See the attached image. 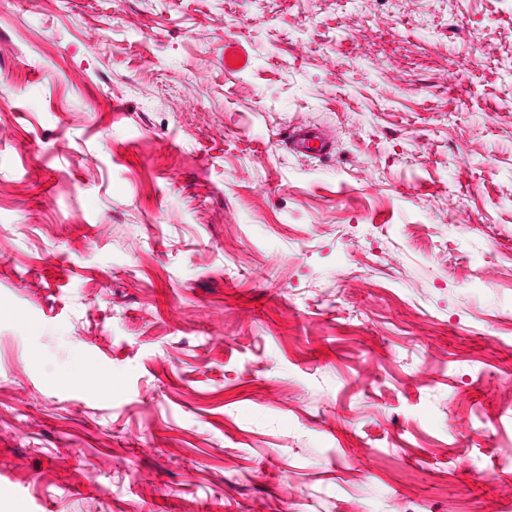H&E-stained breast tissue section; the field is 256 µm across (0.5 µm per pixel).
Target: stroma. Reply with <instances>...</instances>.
I'll use <instances>...</instances> for the list:
<instances>
[{
	"instance_id": "stroma-1",
	"label": "stroma",
	"mask_w": 512,
	"mask_h": 512,
	"mask_svg": "<svg viewBox=\"0 0 512 512\" xmlns=\"http://www.w3.org/2000/svg\"><path fill=\"white\" fill-rule=\"evenodd\" d=\"M510 377L512 0H0V512H512ZM288 150L295 155L324 157L331 153L330 139L321 130L303 126L288 131L285 138Z\"/></svg>"
}]
</instances>
